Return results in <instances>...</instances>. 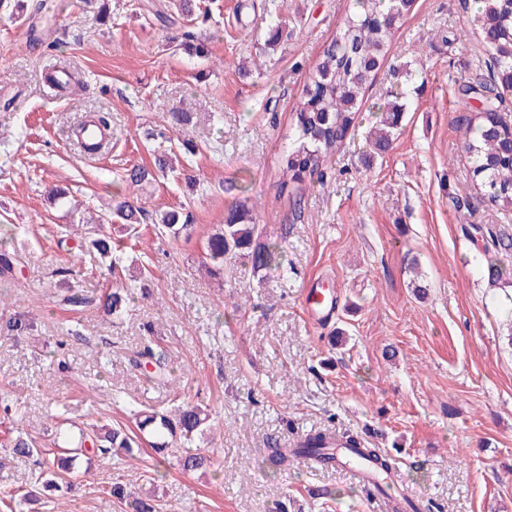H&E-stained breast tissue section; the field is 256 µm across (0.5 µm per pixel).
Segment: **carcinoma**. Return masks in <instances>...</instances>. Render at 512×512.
Masks as SVG:
<instances>
[{
	"label": "carcinoma",
	"instance_id": "carcinoma-1",
	"mask_svg": "<svg viewBox=\"0 0 512 512\" xmlns=\"http://www.w3.org/2000/svg\"><path fill=\"white\" fill-rule=\"evenodd\" d=\"M415 0H353L339 31L325 46L319 61L309 70L301 95L295 103L292 141L281 171L278 190L288 191L290 185L305 176H323L324 169L336 155L365 104L364 96L376 78L389 49L392 32L411 11ZM465 13L464 28L478 34L485 50L484 66L487 76L471 78L458 85L457 94L468 104L479 98L481 107L466 118L461 149L470 160L471 182L481 196L492 205L512 211V127L500 117L504 97L512 89V0H460ZM409 105V89L405 83L390 87L383 100L373 104L378 114V126L369 148L384 152L390 148L394 130ZM144 208L129 200L115 204L111 217L119 220L128 233H138L146 219ZM160 233L177 239L190 236L195 225L192 215L184 208L169 210L153 220ZM259 226L255 224L247 202L231 208L224 224L210 234L206 242V264L213 275L224 274V266L244 258L254 269H278L283 266L282 246L274 242L260 243ZM102 259L109 260L108 273L119 272V259L112 257V240L102 230L82 237ZM63 302L74 308L96 306L109 315H120L135 302L133 289L123 285L112 289L96 300L81 290L71 288ZM140 356L150 359L156 380L165 383L172 376L168 355L154 353L144 347ZM133 416L139 420L138 429L149 434V445L162 453L174 441L191 442L207 430L209 414L198 404L182 402L169 411L151 408L138 409ZM341 438L347 449L365 458L377 476L372 484L375 493L394 503L392 512H420L413 500L392 493L388 482L393 465L392 457L375 448H365L354 435L343 432L319 431L308 434L295 448L267 449V460L276 467L290 466L298 459L329 469L336 467V449L329 442ZM141 435L122 426H110L91 420L85 428L72 435L60 432L53 444L57 453L40 447L34 437L13 435L11 427L0 429V446L19 457L33 460L43 469L42 486L50 491L67 493L74 489L80 464L88 456L134 459L141 453ZM183 469L207 470L219 467L214 456L205 448H195L180 459ZM128 483H112L111 495L128 512H159L156 499L133 497L127 492Z\"/></svg>",
	"mask_w": 512,
	"mask_h": 512
}]
</instances>
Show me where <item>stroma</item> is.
<instances>
[{"label":"stroma","mask_w":512,"mask_h":512,"mask_svg":"<svg viewBox=\"0 0 512 512\" xmlns=\"http://www.w3.org/2000/svg\"><path fill=\"white\" fill-rule=\"evenodd\" d=\"M196 5L192 25L169 0H77L38 47L24 39V18L0 8V93L15 98L0 108V250L18 256L12 279H0V398L17 406L18 433L45 442L60 421L96 411L131 429L130 406L188 401L208 408L200 445L223 466L185 471L184 448H169L165 479L138 489L163 512H388L351 474L307 461L279 472L267 461L270 442L292 448L325 430L395 459L423 512H512V248L491 243L512 239V214L476 193L460 149L466 112L455 86L478 74L482 56L476 37L448 39L464 23L458 0H415L366 92L374 103L394 70L416 74L391 149L366 159L373 115L361 112L323 176L286 195L277 181L295 102L350 0ZM278 18L288 37L263 51ZM187 29L203 54L183 45ZM62 65L79 85L59 99L43 71ZM98 112L110 115L112 143L91 159L71 130ZM176 112L187 122L174 123ZM186 136L195 153L181 148ZM170 147L177 175L156 173ZM137 166L155 172L136 192L149 215L183 206L196 230L175 240L144 225L122 236L121 278L143 299L116 318L73 310L69 288L101 296L112 280L95 250L61 242L56 229L71 218L47 193L67 188L97 216L125 196ZM245 199L285 267L239 261L210 276L207 235ZM65 266L77 279L58 275ZM492 266L501 281H489ZM312 291L338 295V308L309 317ZM27 316L32 329L8 335L7 322ZM150 343L168 352L175 384L133 366ZM123 472L95 460L75 492L43 497L33 512H123L109 494ZM41 482L30 460L0 448V492Z\"/></svg>","instance_id":"stroma-1"}]
</instances>
